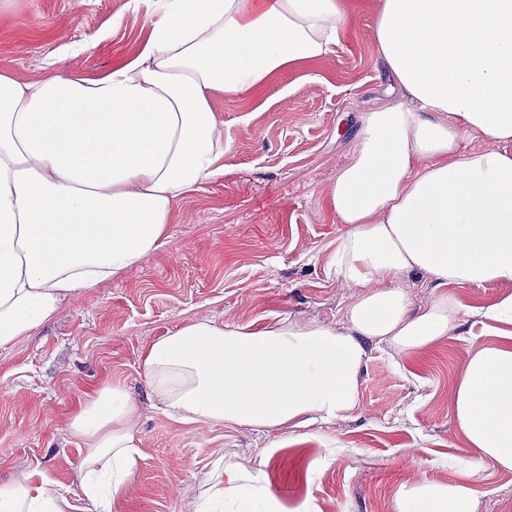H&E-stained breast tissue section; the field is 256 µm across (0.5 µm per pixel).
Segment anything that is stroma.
Instances as JSON below:
<instances>
[{
    "mask_svg": "<svg viewBox=\"0 0 512 512\" xmlns=\"http://www.w3.org/2000/svg\"><path fill=\"white\" fill-rule=\"evenodd\" d=\"M161 16L159 0H0V72L36 82L98 78L131 61ZM358 12L334 53L289 68L256 97L211 98L224 123V175L175 205L168 237L110 280L68 296L31 335L0 349V483L36 470L94 512L79 486L86 456L67 428L85 392L112 376L137 401L135 473L115 512H189L216 460L262 474L286 512H395L401 486L472 480L475 512H512V471L468 478L467 441L451 409L472 349L471 322L417 356L372 349L360 407L307 429L183 425L153 407L143 345L200 318L337 324L354 291L329 258L346 233L324 192L348 163L359 113L389 101Z\"/></svg>",
    "mask_w": 512,
    "mask_h": 512,
    "instance_id": "35a3bbf8",
    "label": "stroma"
}]
</instances>
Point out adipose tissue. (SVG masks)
<instances>
[{"label": "adipose tissue", "instance_id": "1", "mask_svg": "<svg viewBox=\"0 0 512 512\" xmlns=\"http://www.w3.org/2000/svg\"><path fill=\"white\" fill-rule=\"evenodd\" d=\"M373 38L390 104L358 118L353 155L325 191L332 263L356 291L342 323L199 319L145 344L151 396L178 423L295 429L359 407L371 347L423 354L479 319L452 412L471 475L512 471V0H375ZM348 0H166L136 58L96 79L24 82L0 72V348L30 335L72 291L160 248L175 202L224 174L213 92L237 100L282 70L332 53ZM482 147H471L473 138ZM424 274L412 311L393 284ZM498 284L470 307L453 289ZM137 404L121 380L69 416L87 450L80 485L101 512L132 476ZM216 465L193 512L245 496ZM465 482L402 487L396 512H473ZM43 474L0 484V512H66ZM394 286L404 288L409 292L412 301L413 310L427 304L434 296L435 289L433 284L423 274L406 273L398 276L394 281Z\"/></svg>", "mask_w": 512, "mask_h": 512}]
</instances>
